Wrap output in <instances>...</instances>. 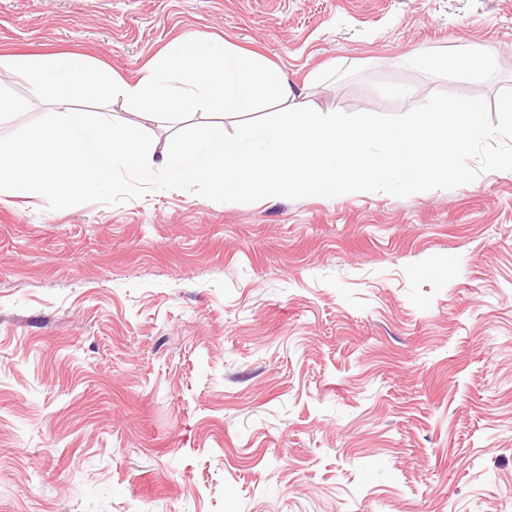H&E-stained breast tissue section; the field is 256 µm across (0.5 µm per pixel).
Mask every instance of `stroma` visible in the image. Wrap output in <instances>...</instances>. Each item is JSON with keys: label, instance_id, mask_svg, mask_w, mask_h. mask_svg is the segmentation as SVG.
Instances as JSON below:
<instances>
[{"label": "stroma", "instance_id": "stroma-1", "mask_svg": "<svg viewBox=\"0 0 512 512\" xmlns=\"http://www.w3.org/2000/svg\"><path fill=\"white\" fill-rule=\"evenodd\" d=\"M179 38L264 57L324 114L512 87V0H0V55L134 81ZM463 46L495 71L412 63ZM0 512H512V171L0 194Z\"/></svg>", "mask_w": 512, "mask_h": 512}]
</instances>
